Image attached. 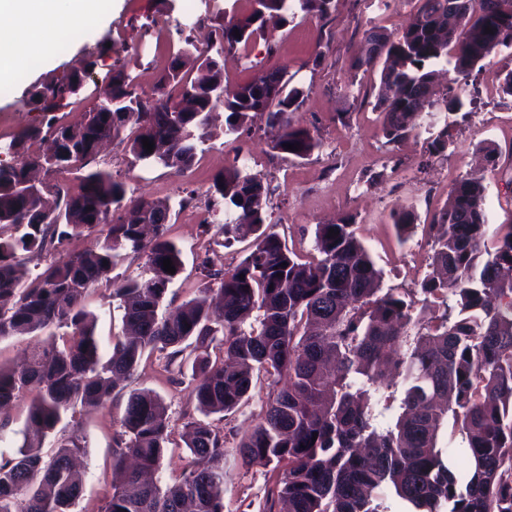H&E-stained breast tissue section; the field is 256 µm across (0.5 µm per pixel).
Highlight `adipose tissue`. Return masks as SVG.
<instances>
[{
	"label": "adipose tissue",
	"mask_w": 512,
	"mask_h": 512,
	"mask_svg": "<svg viewBox=\"0 0 512 512\" xmlns=\"http://www.w3.org/2000/svg\"><path fill=\"white\" fill-rule=\"evenodd\" d=\"M105 0H0V82L37 61L52 60L53 44L67 32L94 33Z\"/></svg>",
	"instance_id": "obj_1"
}]
</instances>
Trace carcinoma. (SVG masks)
I'll list each match as a JSON object with an SVG mask.
<instances>
[{
  "label": "carcinoma",
  "mask_w": 512,
  "mask_h": 512,
  "mask_svg": "<svg viewBox=\"0 0 512 512\" xmlns=\"http://www.w3.org/2000/svg\"><path fill=\"white\" fill-rule=\"evenodd\" d=\"M415 2L401 30L364 32L366 50L351 57L349 69H380L374 108L389 143L423 119L435 127L436 113H444L428 141L436 154L469 119L471 102L460 94L435 100L430 88L447 64L455 83L492 52L512 58V0ZM250 3L248 14L216 27L218 57L203 56L189 36L148 91L117 70L78 125L55 111L82 88L80 73L45 78L28 90L43 118L8 144L14 163H0V299L12 300L0 307V339L45 331L51 344L33 348L21 364H0V407L30 399L15 456L0 461V512H73L82 487L72 462L87 448L76 407L104 406L118 394L124 409L104 512H224V431L188 418L181 477L165 486L147 482L143 474L162 469L168 408L151 390L117 389L148 351L162 354L169 382L181 384L178 359L188 348L196 352L191 399L205 417L239 410L256 376L272 386L261 421L235 446L246 464L277 471L264 512H273L278 499L288 500L290 512H387L379 498L384 488L406 512H512V224L504 234H488L484 177L467 175L450 187L434 215L431 271L419 288L399 292L381 288L382 270L352 219L316 225L317 256L304 261L267 221L265 175L244 164L224 168L206 190L209 205L222 206L224 245L246 235L253 241L231 269L208 250L197 256L203 291L221 309L215 327L197 301L174 306L166 299L182 269V250L167 237L170 201L138 197L95 165L99 143L110 140L136 162L184 172L215 138L210 117L217 108L225 112L226 136L265 118L278 156L305 158L321 147L317 131L293 120L304 92L287 69L257 71L231 91L219 57L247 49L270 23L286 24L300 13L326 18L336 0ZM186 97L196 111H176ZM144 139L154 143L152 152ZM36 169L69 177L76 188L35 181ZM390 219L405 240L415 207ZM331 230L338 235L328 236ZM92 234L94 248L59 251L61 243ZM44 257L49 263L32 272L29 263ZM139 257L137 276L116 274ZM167 258L176 273L164 271ZM103 282L123 311L122 335L107 356L95 333L97 315L85 306ZM217 347L234 368L211 359ZM390 370L401 377V412L380 431L372 411ZM450 424L470 459L464 482L438 446ZM48 442L54 450L45 455ZM129 456L138 468L126 466Z\"/></svg>",
  "instance_id": "carcinoma-1"
}]
</instances>
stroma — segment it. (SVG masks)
Segmentation results:
<instances>
[{"label": "stroma", "mask_w": 512, "mask_h": 512, "mask_svg": "<svg viewBox=\"0 0 512 512\" xmlns=\"http://www.w3.org/2000/svg\"><path fill=\"white\" fill-rule=\"evenodd\" d=\"M250 8L249 0H108L97 35L62 38L52 64L20 70L0 85V161L6 160V147L14 135L41 121V113L26 105L25 92L45 76L84 73L83 88L58 111L64 122L74 123L92 110L98 92L115 70L155 84L187 34L182 20L188 12L208 13L205 27L210 30L218 12L241 15ZM411 13L409 0H389L385 5L380 0H338L330 18L297 15L286 26L269 28L248 46L245 55L226 58L224 82L231 89L258 69L284 68L293 75L307 94L295 118L318 127L323 140L322 148L309 157L274 156L267 134L259 129L238 139L213 140L182 173L133 164L131 155L112 143L97 161L126 180L138 196L175 201L188 188L199 191L198 202L203 205L211 177L229 166L236 155H245L247 165L270 183L268 211L289 249L301 255L313 253L316 225L350 217L358 238L383 271V288L414 287L427 270L432 216L443 205L449 187L480 168L483 144L495 145L502 154L499 169L485 175L490 222L512 224V195L505 191L506 180L512 178V162L507 159L512 151V97L500 93L496 81L499 72L512 68V59L493 52L481 60L474 76L478 94L470 121L453 129L443 153H429L425 132L387 143L382 116L373 108L379 74L350 76L348 61L366 28L378 25L396 31L407 24ZM340 112L345 113V121L337 120ZM410 205L417 208V221L403 243L390 214ZM170 234L182 249L183 271L168 290L177 304L199 295L195 257L202 243H209L228 268L239 262L245 248L241 242L224 246L223 236L215 230L201 236L198 225L180 210L173 217ZM86 305L98 314L96 336L102 351H109L113 337L123 330L122 312L112 304L103 285L87 296ZM191 373L190 365H183L181 384H170L153 354L142 361L127 383L131 389L158 392L169 408L173 434L161 473L162 481L169 483L181 474L187 460L180 434L185 415L194 410L189 398ZM268 398L266 380H257L240 410L226 417L210 416L209 421L224 430L228 446H235L258 425ZM121 414L118 406L81 407L76 412L87 449L77 466L84 493L74 512H103L112 496L114 422ZM227 470L224 512H262L275 472L244 466L234 458L229 459Z\"/></svg>", "instance_id": "1"}]
</instances>
